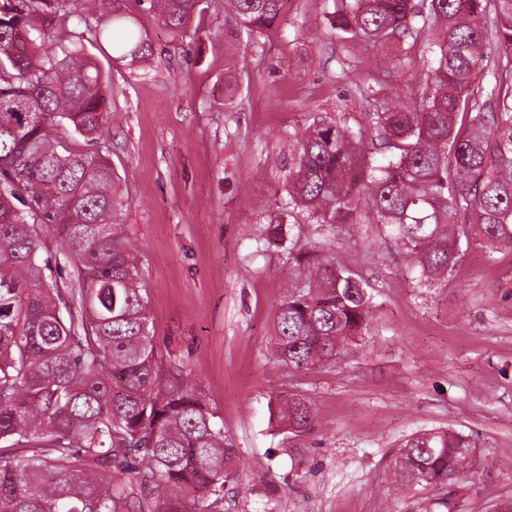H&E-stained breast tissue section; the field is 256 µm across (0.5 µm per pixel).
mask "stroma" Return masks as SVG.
<instances>
[{
	"label": "stroma",
	"instance_id": "1",
	"mask_svg": "<svg viewBox=\"0 0 512 512\" xmlns=\"http://www.w3.org/2000/svg\"><path fill=\"white\" fill-rule=\"evenodd\" d=\"M153 48L120 58L104 18L65 23L111 97L94 152L121 190L117 222L139 258L151 328L218 413L244 467L224 512H497L512 501V250L469 249L444 288L419 286L406 252L376 224L293 228L373 288L372 322L336 360L290 369L271 355L272 321L296 270L263 250L280 202L276 164L308 112L359 111L357 86L393 92L424 80L422 59L395 66L381 49L338 40L333 0H285L277 23L248 38L224 0H201L172 38L150 0H121ZM61 310L78 312L79 270L55 227H37ZM305 395L314 419L281 430L279 399ZM450 428L472 436L457 482L399 490L402 439Z\"/></svg>",
	"mask_w": 512,
	"mask_h": 512
}]
</instances>
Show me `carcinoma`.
Listing matches in <instances>:
<instances>
[{
    "instance_id": "1",
    "label": "carcinoma",
    "mask_w": 512,
    "mask_h": 512,
    "mask_svg": "<svg viewBox=\"0 0 512 512\" xmlns=\"http://www.w3.org/2000/svg\"><path fill=\"white\" fill-rule=\"evenodd\" d=\"M71 0H0V512H127L126 486L144 469L156 490L149 512H222L238 478L203 394L150 328L139 260L114 223L112 165L62 144L71 127L91 144L108 97L96 63L62 28ZM112 14L115 47L151 56L118 0H85ZM284 0H227L251 35L280 17ZM179 37L198 0H151ZM337 36L420 55L425 83L376 100L373 123L352 112L309 113L288 147L284 203L268 215L265 243L288 246L298 275L273 319L274 355L290 368L336 358L367 330L365 278L300 244V224H381L411 257L415 281L448 287L464 253L512 249V0H334ZM57 226L81 273L84 319L60 311L39 257L34 224ZM277 418L300 432L312 403L293 395ZM469 436L415 433L394 457L403 487L447 485L471 455Z\"/></svg>"
}]
</instances>
